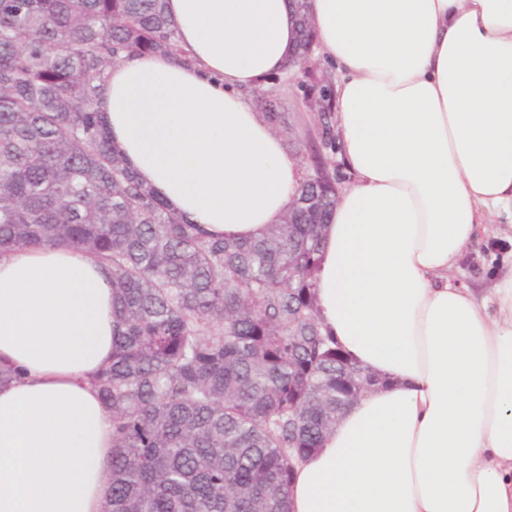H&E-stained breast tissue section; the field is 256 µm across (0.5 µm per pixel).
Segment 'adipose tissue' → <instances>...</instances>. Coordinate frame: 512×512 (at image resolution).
I'll return each mask as SVG.
<instances>
[{
  "instance_id": "obj_1",
  "label": "adipose tissue",
  "mask_w": 512,
  "mask_h": 512,
  "mask_svg": "<svg viewBox=\"0 0 512 512\" xmlns=\"http://www.w3.org/2000/svg\"><path fill=\"white\" fill-rule=\"evenodd\" d=\"M338 74L353 181L321 230L324 332L385 385L296 464L290 512H512V257L454 275L512 221V0H308ZM185 58L113 67L99 109L136 176L207 233L252 240L303 167L246 92L285 75L292 0H166ZM112 282L69 247L0 254V512H102ZM498 223L503 224H494L490 225V229L494 230L500 228L502 230H507V235L509 236V241H502L500 238L504 237L505 234L501 233L496 238L494 237L493 232L489 234L488 238H482L478 242H476L472 246V254H480L484 259L485 263L482 264L480 261H476V266L471 267L467 266L465 269V275L463 277H459V280L470 281L471 276H479L485 280V288H488L492 284V279L490 277L489 267L491 266V258L493 254H496L499 257L502 254V251L507 250L510 254L512 250L511 245V230L508 228L505 223H508L505 220L498 221Z\"/></svg>"
}]
</instances>
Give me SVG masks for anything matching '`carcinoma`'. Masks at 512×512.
I'll return each mask as SVG.
<instances>
[{"label": "carcinoma", "instance_id": "carcinoma-1", "mask_svg": "<svg viewBox=\"0 0 512 512\" xmlns=\"http://www.w3.org/2000/svg\"><path fill=\"white\" fill-rule=\"evenodd\" d=\"M166 0H0V253L72 247L112 276V414L103 512H290L296 461L321 447L370 377L323 333L324 170L296 224L213 237L171 211L110 144L105 75L183 57Z\"/></svg>", "mask_w": 512, "mask_h": 512}]
</instances>
